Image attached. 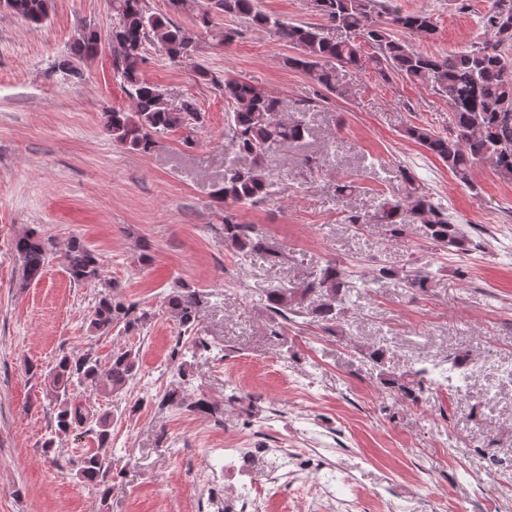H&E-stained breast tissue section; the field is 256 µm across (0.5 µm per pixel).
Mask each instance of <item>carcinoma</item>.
I'll list each match as a JSON object with an SVG mask.
<instances>
[{
	"label": "carcinoma",
	"mask_w": 512,
	"mask_h": 512,
	"mask_svg": "<svg viewBox=\"0 0 512 512\" xmlns=\"http://www.w3.org/2000/svg\"><path fill=\"white\" fill-rule=\"evenodd\" d=\"M52 8L53 0H0V10L35 27L49 18ZM310 8L321 22L284 21L259 10L257 0H208L199 23L208 25L210 14L216 12L272 34L297 51L296 55L285 57V66L302 70L317 86L338 96L346 95L337 82L338 65L363 68L370 64L383 79L397 74L430 85L447 98L453 130L440 135L424 126L410 125L405 129L407 137L438 158L462 182L469 181L471 170L481 161L490 162L502 178L512 180V0H493L484 17V25L494 33V41L477 43L445 56L424 53L394 36L395 32L404 31L421 40L433 39L437 26L427 11L404 12L380 0H310ZM112 10L115 18L109 41L113 76L132 99L134 110L105 113L104 130L126 150L148 154L157 147L160 135L173 129L193 133L202 122L195 100L187 99L173 108L165 92L143 77L141 65L149 47H159L170 62L180 64L197 57L199 43L193 30L166 15L150 12L147 0H112ZM332 29L345 33V37L332 38ZM366 46L371 52L364 50ZM99 47L97 32L84 29L70 52L55 63L54 70L64 79L80 77L77 62L95 56ZM194 75L221 89L227 105L224 138L245 159L224 171L223 181L213 191L214 198L238 207L270 201L276 194L271 180L275 158L283 149L311 135L306 109L290 106L284 98L244 80L226 77L221 82L198 62L194 63ZM404 178L409 185L406 195L400 200L382 202L374 214L386 233L403 238L416 220L435 246L468 252L470 240L461 225L416 186L413 177L406 174ZM224 245L273 264L284 257L276 246L254 235L251 225L241 223L237 211L229 206L224 208ZM12 248L19 261L21 288L39 280L54 255L50 239L34 230L16 236ZM63 260L71 282L97 288L88 326L93 335L108 336L118 327L126 333L139 332L149 325L152 313L122 299L120 285L106 278L101 258L84 241L71 239ZM358 288L353 275L334 262L306 273L299 288L272 286L266 293V309L272 314L270 334L279 335L281 321L291 315H306L325 331H335L346 302ZM310 294L320 298L313 307L304 305ZM202 304V294L185 284L170 288L163 297L166 313L185 334L198 328ZM188 351L189 346L177 344L173 348L171 360L179 382L161 396L159 404L216 418L222 414L219 405L203 398H187L184 358ZM359 354L379 367L377 384L382 392L413 404L418 403L426 384L442 386L468 375L466 360L459 357L448 360V366L438 372L433 368L401 372L394 352L387 347L372 346ZM139 370V350L130 346L112 350L105 364L89 352L65 353L47 373V393L52 395L55 406L53 425L43 448L52 450L57 438L73 430L83 429L91 435L97 448L80 458L76 476L97 493L102 503L115 486L108 456L112 449V411L100 412L72 391L119 397Z\"/></svg>",
	"instance_id": "carcinoma-1"
}]
</instances>
